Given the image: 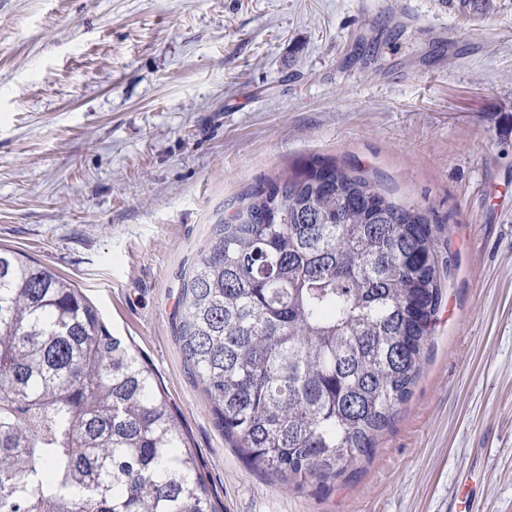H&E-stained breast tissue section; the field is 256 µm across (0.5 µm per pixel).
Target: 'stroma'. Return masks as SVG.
<instances>
[{
	"label": "stroma",
	"mask_w": 512,
	"mask_h": 512,
	"mask_svg": "<svg viewBox=\"0 0 512 512\" xmlns=\"http://www.w3.org/2000/svg\"><path fill=\"white\" fill-rule=\"evenodd\" d=\"M0 0V246L156 374L216 512H512V0ZM319 156L433 208L455 269L409 398L327 488L224 436L174 337L213 224Z\"/></svg>",
	"instance_id": "1"
}]
</instances>
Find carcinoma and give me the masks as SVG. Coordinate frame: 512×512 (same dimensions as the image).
<instances>
[{"mask_svg":"<svg viewBox=\"0 0 512 512\" xmlns=\"http://www.w3.org/2000/svg\"><path fill=\"white\" fill-rule=\"evenodd\" d=\"M443 231L319 158L214 225L177 334L250 461L325 486L370 453L421 373L453 267ZM0 512H213L152 368L70 281L5 248Z\"/></svg>","mask_w":512,"mask_h":512,"instance_id":"cac0c4a2","label":"carcinoma"}]
</instances>
